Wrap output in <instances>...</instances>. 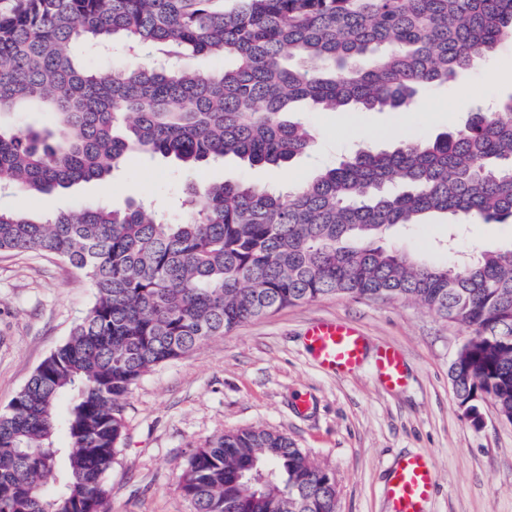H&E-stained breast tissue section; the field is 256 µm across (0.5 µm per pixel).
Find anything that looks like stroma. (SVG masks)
Masks as SVG:
<instances>
[{
	"label": "stroma",
	"mask_w": 512,
	"mask_h": 512,
	"mask_svg": "<svg viewBox=\"0 0 512 512\" xmlns=\"http://www.w3.org/2000/svg\"><path fill=\"white\" fill-rule=\"evenodd\" d=\"M512 95V41L498 45L459 84L431 89L413 111L313 112L317 145L286 168L249 166L233 157L201 170L162 158L134 157L109 189L82 182L37 199L0 192V207L43 213L124 207L148 198L162 205L183 196L196 175L212 181L298 187L349 151L390 147L394 136L432 139L465 121L474 101L493 104ZM448 237L446 218L405 230L390 242L433 260ZM460 238L470 256L512 248V224H470ZM94 290L80 270L54 257L0 253V410L35 368L70 335L90 308ZM340 319L359 327L370 345L404 354L407 381L387 391L371 363L338 376L318 368L303 339L306 327ZM467 332L408 302L328 296L288 306L202 341L191 353L160 364L134 386L124 405L125 432L108 476L111 512H194L180 476L195 449L224 431L264 428L287 434L338 491V512H388L384 486L396 460L431 456L435 493L430 512H512V420L484 405L473 424L460 408L449 366ZM312 408L297 412L298 395Z\"/></svg>",
	"instance_id": "stroma-1"
}]
</instances>
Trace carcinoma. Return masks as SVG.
<instances>
[{"mask_svg": "<svg viewBox=\"0 0 512 512\" xmlns=\"http://www.w3.org/2000/svg\"><path fill=\"white\" fill-rule=\"evenodd\" d=\"M512 37V0H12L0 10V188L28 197L108 182L135 155L184 168L228 156L284 167L307 112H409ZM124 44L88 67L81 50ZM231 65L199 70L187 56ZM183 223L142 199L40 214L0 209V253L56 256L94 301L0 411V512H109L122 402L160 363L280 308L341 295L413 300L468 331L455 395L512 419V248L462 264L385 243L434 215L512 222V95L460 128L361 148L282 193L203 182ZM272 472L247 492L242 475ZM194 512H337L336 483L284 433L229 430L180 477Z\"/></svg>", "mask_w": 512, "mask_h": 512, "instance_id": "cac0c4a2", "label": "carcinoma"}]
</instances>
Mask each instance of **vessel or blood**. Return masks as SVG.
Wrapping results in <instances>:
<instances>
[{
	"mask_svg": "<svg viewBox=\"0 0 512 512\" xmlns=\"http://www.w3.org/2000/svg\"><path fill=\"white\" fill-rule=\"evenodd\" d=\"M304 342L314 362L322 369L345 375L356 371L366 357H373L381 385L394 390L405 385L406 366L402 352L391 345L370 349L357 327L340 320L311 323ZM434 492L433 460L426 454L400 458L391 470L385 490L390 512H428Z\"/></svg>",
	"mask_w": 512,
	"mask_h": 512,
	"instance_id": "obj_1",
	"label": "vessel or blood"
}]
</instances>
